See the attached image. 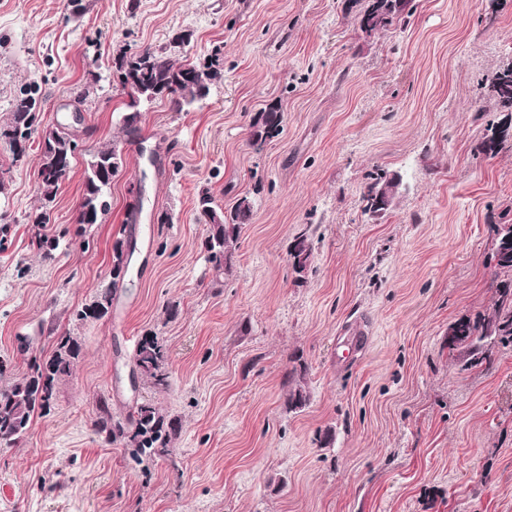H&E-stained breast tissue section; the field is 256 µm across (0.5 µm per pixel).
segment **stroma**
Returning a JSON list of instances; mask_svg holds the SVG:
<instances>
[{
	"mask_svg": "<svg viewBox=\"0 0 512 512\" xmlns=\"http://www.w3.org/2000/svg\"><path fill=\"white\" fill-rule=\"evenodd\" d=\"M183 31L174 60L217 55L222 81L180 110L141 103L126 138L115 58ZM511 62L512 0H414L369 39L347 0H0V122L30 87L40 130L68 125L79 144L43 228L53 257L31 244L38 147L0 177V388L59 333L83 349L50 414L0 446V512H512V343H493L489 368L448 350L449 324L487 315L502 278L491 253L495 225L512 224V150L478 147L512 123L481 89ZM270 103L283 131L260 145L251 120ZM115 141L111 210L77 234L89 153ZM377 173L402 179L381 217L362 200ZM205 189L227 210L254 202L221 279ZM132 211V282L107 317L74 321L110 283ZM304 229L300 279L289 246ZM149 333L168 349L161 390L130 383ZM298 364L310 399L291 412ZM102 396L118 417L143 398L176 416L170 454L139 465L99 438ZM294 250L295 252L293 253ZM290 255L293 258L292 268L294 272L298 274L299 277H303L310 268L313 255V247L308 230H302L294 237ZM299 257H303V260L301 261Z\"/></svg>",
	"mask_w": 512,
	"mask_h": 512,
	"instance_id": "35a3bbf8",
	"label": "stroma"
}]
</instances>
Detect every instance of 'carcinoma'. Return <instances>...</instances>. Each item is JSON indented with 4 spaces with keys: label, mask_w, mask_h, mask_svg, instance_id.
<instances>
[{
    "label": "carcinoma",
    "mask_w": 512,
    "mask_h": 512,
    "mask_svg": "<svg viewBox=\"0 0 512 512\" xmlns=\"http://www.w3.org/2000/svg\"><path fill=\"white\" fill-rule=\"evenodd\" d=\"M412 0H350L355 8L358 25L374 22L379 30H385L397 22L406 21L412 14ZM140 65L135 73L123 69L125 57L118 58L117 70L121 82L128 88L130 106L140 102H151L153 97L169 98L177 107L191 104L195 99L206 95L210 86L222 80V70L210 63H176L165 49L145 48L136 54ZM486 96L496 102L503 112H512V68H502L486 79ZM37 101L29 93L22 94L14 104L10 120L0 124V135L11 137L18 149L10 152V165H15L27 156V149L35 132ZM283 115L276 104H269L256 113L251 123L254 142L262 144L279 136L282 132ZM511 145L509 137L491 128L485 136L481 151L494 156ZM77 149L73 132L66 127L52 131L47 143L40 148L39 178L41 206L35 213L33 224L42 226L50 223V206L62 185L69 179L72 160ZM123 162L121 154L114 152L113 146L105 145L90 154L87 162V175L84 181L82 199L76 219V233H84L85 226L96 224L108 214L111 208L109 191L114 177ZM394 181V177L372 178L362 195L365 210L377 215L386 213L390 207H377L379 188ZM201 220L208 225L205 248L208 261L216 275L232 269L237 243L245 224L249 223L253 206L243 210L236 205L230 213L215 203L208 190L198 198ZM501 239L494 242L493 259L495 266L504 278L497 284V299L493 312L481 321L461 319L453 323L457 332L450 350H457L467 356L465 366L490 367L493 363L492 350L485 339L495 336L500 343H512V242L500 245ZM292 268L302 277L310 268L313 247L308 230L298 233L291 245ZM117 282L98 293L95 300L73 313L76 321L100 319L106 316L112 306V296ZM81 356V345L76 337L65 332L55 337L52 353L42 361L33 360L30 372L22 380L0 390V445H9L19 440L28 431L35 416L47 415L56 399L57 385L72 374ZM168 351L166 344L155 334L142 337L134 357L135 370L144 382L156 389L168 386ZM309 392L305 378V367H294L288 375L287 406L290 411L301 410L308 404ZM96 434L110 443H120L131 449V457L138 463L152 461L168 455L172 443L180 430L178 418L156 406L150 400H143L122 419L112 415L107 399L101 398L96 404L93 421Z\"/></svg>",
    "instance_id": "cac0c4a2"
}]
</instances>
